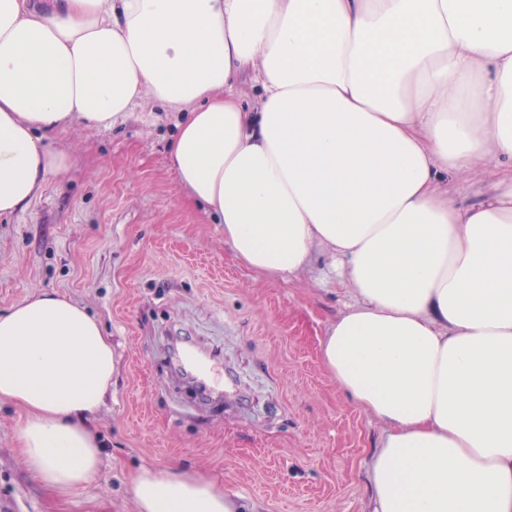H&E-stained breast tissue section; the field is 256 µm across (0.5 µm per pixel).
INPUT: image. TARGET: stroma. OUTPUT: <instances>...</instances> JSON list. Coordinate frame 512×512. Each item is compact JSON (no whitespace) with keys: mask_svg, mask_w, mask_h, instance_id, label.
<instances>
[{"mask_svg":"<svg viewBox=\"0 0 512 512\" xmlns=\"http://www.w3.org/2000/svg\"><path fill=\"white\" fill-rule=\"evenodd\" d=\"M182 119L148 102L111 127L59 132L49 146L66 171L0 217V312L57 291L98 319L118 360L112 393L88 420L103 465L67 497L26 472L25 413L0 402V502L12 512H136L133 472L181 466L251 512H368L383 426L337 388L318 353L351 297L320 286L326 259L285 283L233 257L223 225L171 166ZM180 336L222 363V396L203 400L175 368Z\"/></svg>","mask_w":512,"mask_h":512,"instance_id":"35a3bbf8","label":"stroma"}]
</instances>
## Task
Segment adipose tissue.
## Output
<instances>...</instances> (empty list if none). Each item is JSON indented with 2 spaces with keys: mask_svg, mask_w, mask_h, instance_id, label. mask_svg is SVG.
<instances>
[{
  "mask_svg": "<svg viewBox=\"0 0 512 512\" xmlns=\"http://www.w3.org/2000/svg\"><path fill=\"white\" fill-rule=\"evenodd\" d=\"M257 70L254 109L229 92ZM186 112L181 186L249 269L292 281L326 256L352 301L323 368L385 426L372 512H512V0H0V215L62 154L42 134ZM482 172L476 206L448 174ZM117 371L55 291L0 314V400L25 468L61 496L100 470L87 420ZM137 512H245L212 480L145 468ZM488 184L468 176L448 174V200L458 205L475 206L488 192Z\"/></svg>",
  "mask_w": 512,
  "mask_h": 512,
  "instance_id": "obj_1",
  "label": "adipose tissue"
}]
</instances>
